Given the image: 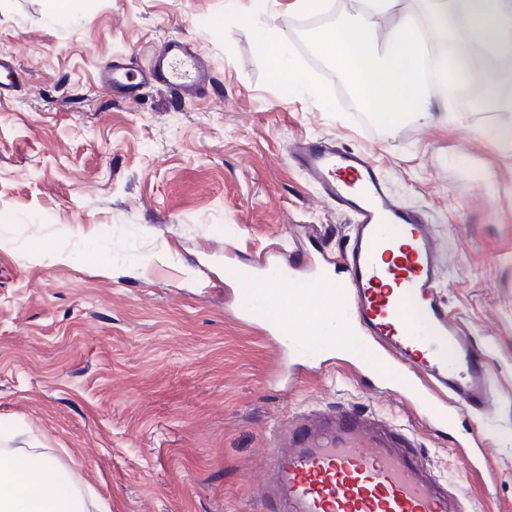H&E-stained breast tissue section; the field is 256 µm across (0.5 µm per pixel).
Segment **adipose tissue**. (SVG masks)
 Masks as SVG:
<instances>
[{
	"mask_svg": "<svg viewBox=\"0 0 512 512\" xmlns=\"http://www.w3.org/2000/svg\"><path fill=\"white\" fill-rule=\"evenodd\" d=\"M422 2V11L400 14L381 32L375 20L392 11L395 0H364L361 11L321 33L318 50L387 125L419 118L453 121L448 67L440 65L438 85L429 88L424 58L428 50L451 43L485 57V64H473L472 75L483 105H501L504 88L512 84V0ZM58 472L51 457L42 459L33 475L15 457L0 454V512H76V495L51 496L44 490Z\"/></svg>",
	"mask_w": 512,
	"mask_h": 512,
	"instance_id": "adipose-tissue-1",
	"label": "adipose tissue"
}]
</instances>
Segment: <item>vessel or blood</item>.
I'll use <instances>...</instances> for the list:
<instances>
[{"label":"vessel or blood","mask_w":512,"mask_h":512,"mask_svg":"<svg viewBox=\"0 0 512 512\" xmlns=\"http://www.w3.org/2000/svg\"><path fill=\"white\" fill-rule=\"evenodd\" d=\"M99 81L128 98L154 83L197 99L210 67L191 43L172 39L154 52L147 74L134 76L113 62ZM290 154L321 196L350 216V243L336 258L310 266L307 276L289 278L285 291L247 294L241 317L262 314L310 354L315 346L302 306L315 303V336L328 322L359 336L377 354L371 369L396 376L399 392L427 408L433 422L447 426L462 407L483 411L492 397L490 369L440 295L442 249L433 225L398 202L362 153L319 138L295 142ZM335 265L342 279L330 276ZM272 445L269 512H465L412 454L409 438L376 414L350 407L324 416L297 413Z\"/></svg>","instance_id":"vessel-or-blood-1"}]
</instances>
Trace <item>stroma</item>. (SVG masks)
<instances>
[{"label":"stroma","instance_id":"obj_1","mask_svg":"<svg viewBox=\"0 0 512 512\" xmlns=\"http://www.w3.org/2000/svg\"><path fill=\"white\" fill-rule=\"evenodd\" d=\"M331 0H0V50L17 56L0 99V450L54 456L69 491L109 512H265L279 420L342 405L390 417L470 512H512V154L482 136L496 108L446 124L364 122L365 105L313 51L356 13ZM277 30L305 87L283 82L256 29ZM211 65L201 98L155 87L122 100L106 62L145 68L165 40ZM366 152L445 248L442 294L485 353L489 409L451 427L360 358L308 361L261 322L225 265L338 254L349 218L291 160L302 138ZM482 448H474V440Z\"/></svg>","mask_w":512,"mask_h":512}]
</instances>
